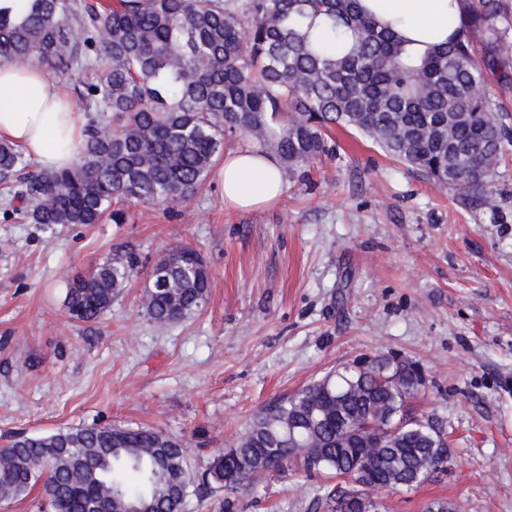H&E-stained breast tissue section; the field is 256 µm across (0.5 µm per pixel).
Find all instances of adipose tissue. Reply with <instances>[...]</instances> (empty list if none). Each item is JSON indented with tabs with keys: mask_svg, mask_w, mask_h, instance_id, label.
<instances>
[{
	"mask_svg": "<svg viewBox=\"0 0 512 512\" xmlns=\"http://www.w3.org/2000/svg\"><path fill=\"white\" fill-rule=\"evenodd\" d=\"M384 23L391 24L413 49L447 40L460 10L450 0H360ZM85 115L71 111L65 92L28 60L0 62V138L49 170L70 167L83 139ZM224 205L255 210L280 201L287 183L278 157L249 144L227 152L219 169Z\"/></svg>",
	"mask_w": 512,
	"mask_h": 512,
	"instance_id": "1",
	"label": "adipose tissue"
}]
</instances>
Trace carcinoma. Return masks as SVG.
<instances>
[{
  "label": "carcinoma",
  "mask_w": 512,
  "mask_h": 512,
  "mask_svg": "<svg viewBox=\"0 0 512 512\" xmlns=\"http://www.w3.org/2000/svg\"><path fill=\"white\" fill-rule=\"evenodd\" d=\"M459 27L418 56L366 15L359 0H0V61L27 59L66 75L104 57L106 77L78 109L85 139L75 163L34 171L0 140V184L28 204L32 224L125 220L124 207H170L204 182L240 134L293 173L323 155L334 126L457 192L470 208L500 212L496 168L512 146L488 76L512 56L498 0H459ZM110 254L67 284L68 315L93 322L136 272ZM141 307L164 326L203 308L209 271L190 246L156 263ZM426 384L407 357L360 356L258 412L247 432L190 479L183 441L152 428L93 424L0 448V503L41 485L50 512H183L190 495L251 487L299 463L342 477L315 512H363L385 488H417L448 463L445 428L412 406ZM399 431L387 430L392 419Z\"/></svg>",
  "instance_id": "cac0c4a2"
}]
</instances>
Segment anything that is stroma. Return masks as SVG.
<instances>
[{"label": "stroma", "mask_w": 512, "mask_h": 512, "mask_svg": "<svg viewBox=\"0 0 512 512\" xmlns=\"http://www.w3.org/2000/svg\"><path fill=\"white\" fill-rule=\"evenodd\" d=\"M336 155L288 178L282 201L224 206L216 172L171 210L132 206L125 223L41 226L5 217L0 189V445L66 426L150 427L187 444L192 473L260 409L361 354L423 365L415 407L443 420L448 462L383 512H512V163L499 167L503 223L333 129ZM189 245L209 270L207 305L156 327L140 302L155 263ZM137 274L93 323L70 319L67 280L110 253ZM325 478L301 469L186 512H311Z\"/></svg>", "instance_id": "obj_1"}]
</instances>
